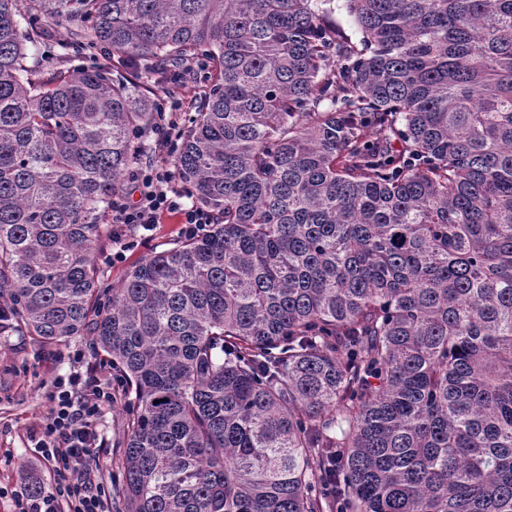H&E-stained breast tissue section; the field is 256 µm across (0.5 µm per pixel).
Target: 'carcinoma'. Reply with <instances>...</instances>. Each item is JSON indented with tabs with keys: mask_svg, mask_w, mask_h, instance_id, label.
Here are the masks:
<instances>
[{
	"mask_svg": "<svg viewBox=\"0 0 512 512\" xmlns=\"http://www.w3.org/2000/svg\"><path fill=\"white\" fill-rule=\"evenodd\" d=\"M0 0V298L132 410L121 512H512V0ZM64 17L90 68L37 78ZM173 165L214 223L97 291L98 218ZM67 27V23L60 19L56 18L51 25V29L47 36H45L44 40L37 47V49H30L29 54H33L30 56L29 62L30 65H34V69L38 72L46 71V69H50L53 67L60 68H70L73 65H81V66H93L99 57L97 55L96 59H76L70 58L66 59L60 56V50L56 43V37L59 32H62L64 28Z\"/></svg>",
	"mask_w": 512,
	"mask_h": 512,
	"instance_id": "1",
	"label": "carcinoma"
}]
</instances>
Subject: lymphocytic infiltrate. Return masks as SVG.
Segmentation results:
<instances>
[{
	"label": "lymphocytic infiltrate",
	"instance_id": "f902f5d3",
	"mask_svg": "<svg viewBox=\"0 0 512 512\" xmlns=\"http://www.w3.org/2000/svg\"><path fill=\"white\" fill-rule=\"evenodd\" d=\"M160 148L162 164L136 165L129 173L134 191L140 194L137 202L129 203L123 193L113 196L112 221L147 227L168 213L179 217L185 237H195L213 218L207 209L184 207L182 192L169 189L174 179L171 163L177 149L176 121H168ZM117 382L106 370L75 371L55 379L52 407L29 431L33 454L48 463L55 488L32 495L26 487H19L14 493L17 512H110L112 484L102 475L95 450L101 445V419L117 399Z\"/></svg>",
	"mask_w": 512,
	"mask_h": 512
}]
</instances>
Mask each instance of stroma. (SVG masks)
Returning a JSON list of instances; mask_svg holds the SVG:
<instances>
[{"instance_id":"obj_1","label":"stroma","mask_w":512,"mask_h":512,"mask_svg":"<svg viewBox=\"0 0 512 512\" xmlns=\"http://www.w3.org/2000/svg\"><path fill=\"white\" fill-rule=\"evenodd\" d=\"M100 224L96 261L107 288L119 287L139 261L174 247L183 238L178 218L169 215L148 229L112 223L107 215L101 217ZM76 352L88 368L101 359L89 337L73 336L61 344L44 346L22 334L14 321H0V512H13V492L29 476H37L42 487L50 485L48 467L34 458L28 431L49 412L53 382L73 369ZM128 407V399H118L102 421L103 444L96 454L103 474L116 469Z\"/></svg>"}]
</instances>
